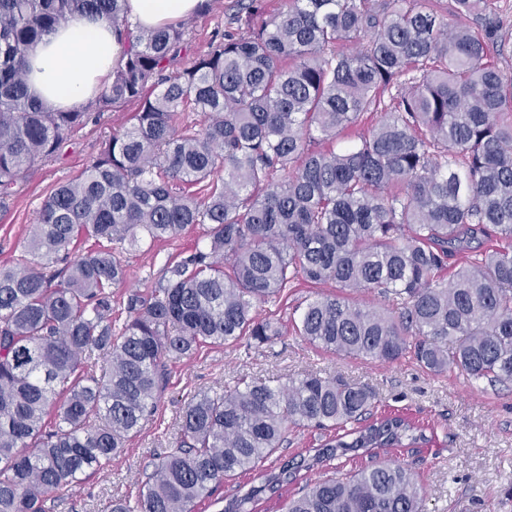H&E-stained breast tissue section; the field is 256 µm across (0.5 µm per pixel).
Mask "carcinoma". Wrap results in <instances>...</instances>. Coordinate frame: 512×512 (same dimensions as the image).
<instances>
[{
  "instance_id": "carcinoma-1",
  "label": "carcinoma",
  "mask_w": 512,
  "mask_h": 512,
  "mask_svg": "<svg viewBox=\"0 0 512 512\" xmlns=\"http://www.w3.org/2000/svg\"><path fill=\"white\" fill-rule=\"evenodd\" d=\"M126 3L0 0V208L73 130L140 103L43 200L25 255L0 267V512H45L47 494L109 465L152 415L167 359L282 335L256 306L299 282L337 288L294 324L325 351L380 363L409 354L435 375L512 382V74L491 61L512 38L490 0H453V16L482 32L449 28L440 0H288L261 23L257 0H236L222 40L176 72L188 22L143 30ZM74 13L109 23L125 60L84 106L59 110L29 92L26 57ZM361 36L364 48L343 50ZM187 110L201 127L179 122ZM378 112L350 146L312 149ZM193 224L208 225V247L168 263L151 293L129 292L127 319L112 326V286L125 276L114 245ZM83 234L97 247L79 253ZM491 235L501 246H471ZM459 252L470 256L441 276ZM347 290L392 308L352 304ZM94 351L101 373L76 375ZM374 404L368 388L317 373L194 395L176 449L111 512H194L239 472L258 485L224 512H254L262 494L360 450L371 466L305 484L287 512H423L411 470L379 451L429 439L401 416L371 418ZM290 423L336 435L270 472Z\"/></svg>"
}]
</instances>
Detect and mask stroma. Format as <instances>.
<instances>
[{"instance_id":"1","label":"stroma","mask_w":512,"mask_h":512,"mask_svg":"<svg viewBox=\"0 0 512 512\" xmlns=\"http://www.w3.org/2000/svg\"><path fill=\"white\" fill-rule=\"evenodd\" d=\"M232 3L220 0L214 13L194 18L176 69L210 50L230 22ZM138 109V101L132 100L104 113L97 122L74 130L58 155L25 172L8 210L0 211V265L24 254L44 198L78 175L112 132L130 126ZM206 243V225L196 224L150 247L117 250L126 276L112 288L113 321L125 320L123 301L129 291L150 292L169 260ZM313 294L299 286L289 289L281 303L260 306L261 315L282 323V336L271 342L204 344L192 355L169 361L156 411L141 431L126 440L109 467L48 495L46 512H110L113 501L135 499L152 459L173 451L184 405L193 395L232 389L243 378L275 385L311 372L372 389L373 417L401 415L425 428L428 444L388 453L414 473L425 493V512H512V383L475 381L457 370L435 375L408 356L380 364L324 352L292 330L297 311Z\"/></svg>"}]
</instances>
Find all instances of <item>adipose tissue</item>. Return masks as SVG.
<instances>
[{
    "instance_id": "obj_1",
    "label": "adipose tissue",
    "mask_w": 512,
    "mask_h": 512,
    "mask_svg": "<svg viewBox=\"0 0 512 512\" xmlns=\"http://www.w3.org/2000/svg\"><path fill=\"white\" fill-rule=\"evenodd\" d=\"M199 0H127L129 17L155 29L193 15ZM123 47L111 26L70 16L30 50L26 80L32 92L58 109H75L102 89L122 63Z\"/></svg>"
}]
</instances>
